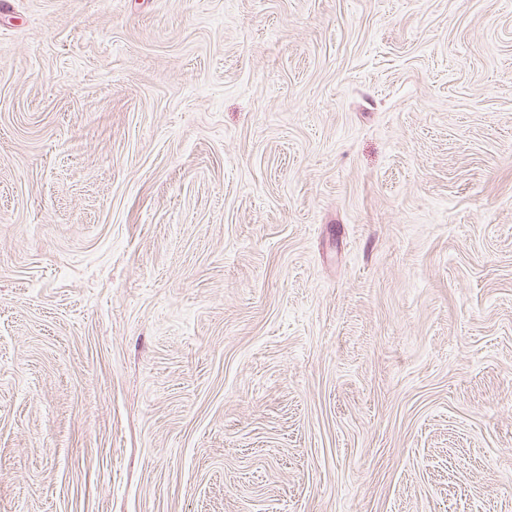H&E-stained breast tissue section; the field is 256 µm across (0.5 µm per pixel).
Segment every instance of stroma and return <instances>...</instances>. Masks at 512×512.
Segmentation results:
<instances>
[{
    "mask_svg": "<svg viewBox=\"0 0 512 512\" xmlns=\"http://www.w3.org/2000/svg\"><path fill=\"white\" fill-rule=\"evenodd\" d=\"M0 10V512H512V0Z\"/></svg>",
    "mask_w": 512,
    "mask_h": 512,
    "instance_id": "1",
    "label": "stroma"
}]
</instances>
